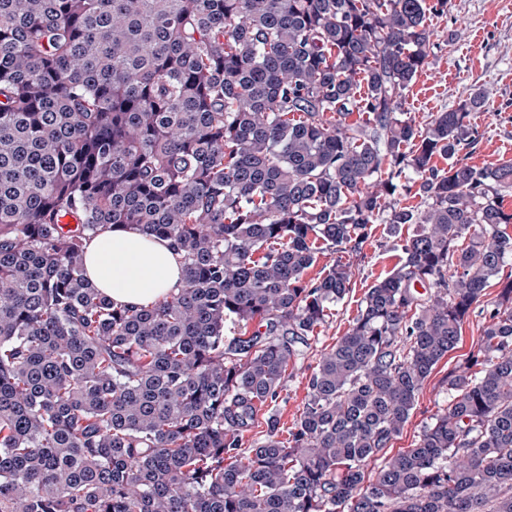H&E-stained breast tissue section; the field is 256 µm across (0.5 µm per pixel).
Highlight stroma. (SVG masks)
<instances>
[{
  "instance_id": "obj_1",
  "label": "stroma",
  "mask_w": 512,
  "mask_h": 512,
  "mask_svg": "<svg viewBox=\"0 0 512 512\" xmlns=\"http://www.w3.org/2000/svg\"><path fill=\"white\" fill-rule=\"evenodd\" d=\"M438 48L407 96L406 108L418 127L431 114L457 107L475 90L491 94L487 110L471 113L480 139L469 156L472 165L512 162V0H449L448 11L430 18ZM408 226L392 229L383 221L371 226V237L360 255L351 256L355 273L351 291L336 303L333 315L308 337V348L288 369L280 399L269 413L280 420V437H287L306 396V377L321 353L349 330L365 292L387 276L399 261V245ZM483 320L473 315L463 326L461 341L435 367L416 398L392 452L413 447L424 426L448 403V373L467 358L482 334Z\"/></svg>"
}]
</instances>
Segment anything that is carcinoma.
I'll return each instance as SVG.
<instances>
[{
  "instance_id": "1",
  "label": "carcinoma",
  "mask_w": 512,
  "mask_h": 512,
  "mask_svg": "<svg viewBox=\"0 0 512 512\" xmlns=\"http://www.w3.org/2000/svg\"><path fill=\"white\" fill-rule=\"evenodd\" d=\"M447 8L0 0V512H512V163L460 156L486 90L425 130L405 112ZM380 216L414 226L398 267L288 439L271 414L244 447L350 291L348 262L307 270ZM114 226L170 241L182 286L96 288L85 243ZM477 307L448 405L386 455Z\"/></svg>"
}]
</instances>
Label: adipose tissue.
<instances>
[{
	"instance_id": "ef3b65f1",
	"label": "adipose tissue",
	"mask_w": 512,
	"mask_h": 512,
	"mask_svg": "<svg viewBox=\"0 0 512 512\" xmlns=\"http://www.w3.org/2000/svg\"><path fill=\"white\" fill-rule=\"evenodd\" d=\"M83 263L87 278L121 304L150 305L182 285L181 257L168 242L126 228L91 237Z\"/></svg>"
}]
</instances>
